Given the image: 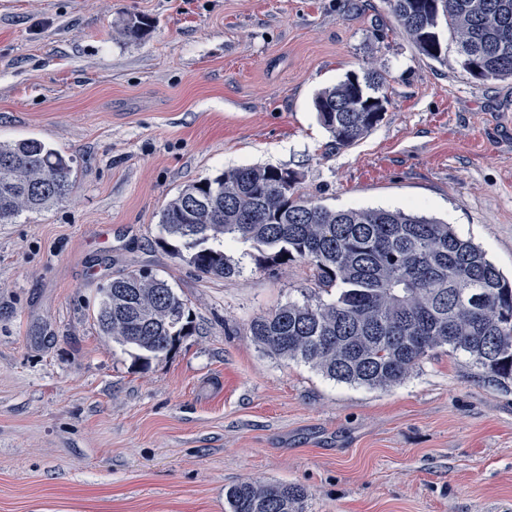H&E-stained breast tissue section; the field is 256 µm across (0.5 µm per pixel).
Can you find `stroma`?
<instances>
[{
	"instance_id": "35a3bbf8",
	"label": "stroma",
	"mask_w": 512,
	"mask_h": 512,
	"mask_svg": "<svg viewBox=\"0 0 512 512\" xmlns=\"http://www.w3.org/2000/svg\"><path fill=\"white\" fill-rule=\"evenodd\" d=\"M148 18L142 39L121 35ZM376 68L386 112L336 147L315 94ZM73 157L71 197L0 224V512H225L248 478L305 512H512V382L439 350L369 389L260 349L251 320L317 300L311 266L197 276L165 204L248 165L336 209L414 208L512 278V80L428 60L388 0H0V141ZM146 269L195 330L147 368L103 336L99 283Z\"/></svg>"
}]
</instances>
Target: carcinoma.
I'll use <instances>...</instances> for the list:
<instances>
[{
  "label": "carcinoma",
  "instance_id": "1",
  "mask_svg": "<svg viewBox=\"0 0 512 512\" xmlns=\"http://www.w3.org/2000/svg\"><path fill=\"white\" fill-rule=\"evenodd\" d=\"M399 32L425 58L447 61L454 35L461 67L482 80H512V0H388ZM151 24L122 28L141 39ZM321 90L314 109L337 146H350L382 119L365 111L384 77L370 68ZM72 157L36 138L0 143V224L41 212L72 193ZM288 176V190L282 189ZM162 245L207 278L243 272L224 253L249 242L261 269L304 260L333 298L288 302L254 318L255 343L340 383L390 388L448 348L495 381H512V282L447 223L405 209H332L301 192L298 174L241 166L184 187L162 210ZM96 319L141 366L194 329L187 303L148 270L99 289ZM305 488L245 479L225 498L229 512H303Z\"/></svg>",
  "mask_w": 512,
  "mask_h": 512
}]
</instances>
